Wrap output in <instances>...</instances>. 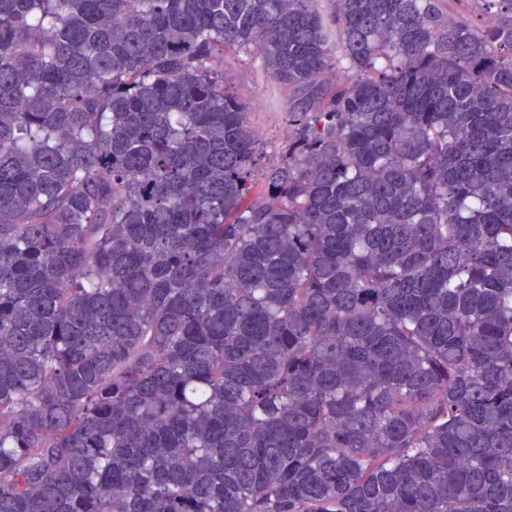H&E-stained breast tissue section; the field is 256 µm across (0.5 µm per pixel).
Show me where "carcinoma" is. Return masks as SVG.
Returning <instances> with one entry per match:
<instances>
[{"instance_id": "obj_1", "label": "carcinoma", "mask_w": 512, "mask_h": 512, "mask_svg": "<svg viewBox=\"0 0 512 512\" xmlns=\"http://www.w3.org/2000/svg\"><path fill=\"white\" fill-rule=\"evenodd\" d=\"M445 2L0 0V512H512V0ZM448 11L454 18L481 25L488 17L500 12L491 0H447ZM224 74L234 92L247 106L249 122L268 145L267 160L275 157L274 148L288 138L286 116L289 90L264 69L261 57L224 56Z\"/></svg>"}]
</instances>
